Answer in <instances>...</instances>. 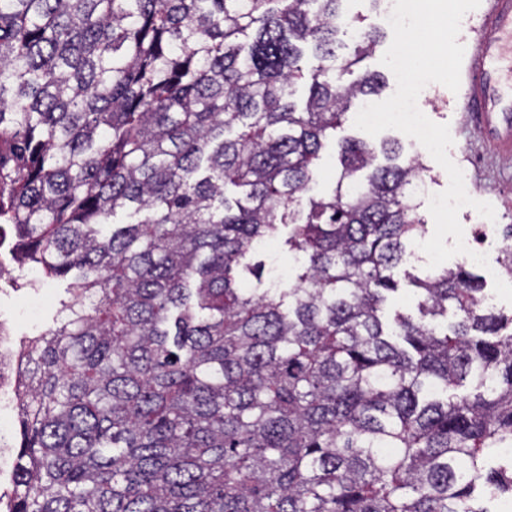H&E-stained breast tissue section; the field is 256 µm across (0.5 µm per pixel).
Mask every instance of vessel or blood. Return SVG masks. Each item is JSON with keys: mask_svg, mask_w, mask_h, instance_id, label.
I'll list each match as a JSON object with an SVG mask.
<instances>
[{"mask_svg": "<svg viewBox=\"0 0 512 512\" xmlns=\"http://www.w3.org/2000/svg\"><path fill=\"white\" fill-rule=\"evenodd\" d=\"M481 35L461 66L463 108L500 155L512 153V0H483Z\"/></svg>", "mask_w": 512, "mask_h": 512, "instance_id": "obj_1", "label": "vessel or blood"}]
</instances>
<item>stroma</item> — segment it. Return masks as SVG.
<instances>
[{"mask_svg": "<svg viewBox=\"0 0 512 512\" xmlns=\"http://www.w3.org/2000/svg\"><path fill=\"white\" fill-rule=\"evenodd\" d=\"M363 99L353 100L343 126L336 131V142L322 153L314 186L315 193L330 192L339 168L338 142L344 138L361 137L354 120L362 108ZM418 106L433 122L446 124L454 140L448 154L464 171L475 200L491 203L496 213L498 229L480 244L488 257V264L477 267V274L487 281L486 290L495 305L512 311V282L503 274L498 262L501 254L502 226L512 224V156L491 154L483 143L478 126L460 106V97L441 84H433L422 91ZM67 280L34 276L30 266L21 264L12 231L0 235V320L9 324L15 338L38 335L52 325L59 315L63 301L68 300ZM41 288L43 301L37 315H29L26 299L32 288Z\"/></svg>", "mask_w": 512, "mask_h": 512, "instance_id": "obj_1", "label": "stroma"}]
</instances>
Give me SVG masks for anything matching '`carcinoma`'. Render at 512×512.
Listing matches in <instances>:
<instances>
[{
    "instance_id": "1",
    "label": "carcinoma",
    "mask_w": 512,
    "mask_h": 512,
    "mask_svg": "<svg viewBox=\"0 0 512 512\" xmlns=\"http://www.w3.org/2000/svg\"><path fill=\"white\" fill-rule=\"evenodd\" d=\"M343 2L0 0V223L73 298L19 349L7 512H490L512 492V460L489 467L512 445V314L459 263L412 277L418 318L382 316L427 166L346 139L310 194L379 88L340 81L378 45L337 66ZM281 235L292 286L246 287Z\"/></svg>"
}]
</instances>
